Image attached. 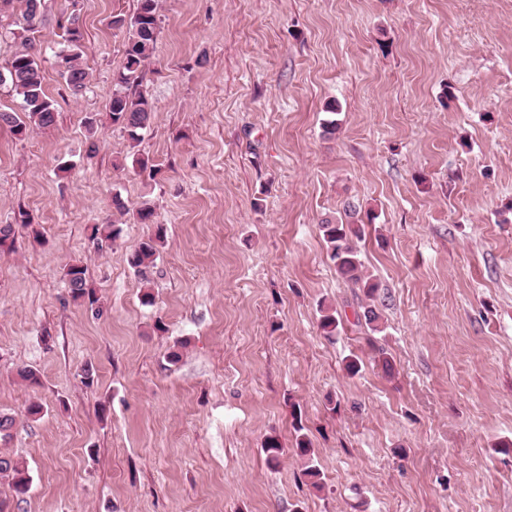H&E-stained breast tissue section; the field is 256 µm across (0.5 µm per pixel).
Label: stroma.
<instances>
[{
	"label": "stroma",
	"instance_id": "obj_1",
	"mask_svg": "<svg viewBox=\"0 0 512 512\" xmlns=\"http://www.w3.org/2000/svg\"><path fill=\"white\" fill-rule=\"evenodd\" d=\"M45 3L56 123L23 140L0 127V412L16 420L0 453L30 483L18 497L0 477L7 512H512V0H160L155 119L134 148L108 112L112 19L137 0H76L80 98L57 66L62 0ZM144 200L167 227L151 306L127 263L152 231L131 216ZM349 204L385 298L378 334L319 229ZM118 219L121 238L96 245L93 226ZM75 260L100 315L70 298ZM293 429L296 434L295 445L297 453L299 456L308 460L304 475L311 480L313 487H320L321 473L319 468H317L316 464L314 463V449L312 448V443L307 433L303 432L305 427L302 424L300 416H296L294 418Z\"/></svg>",
	"mask_w": 512,
	"mask_h": 512
}]
</instances>
